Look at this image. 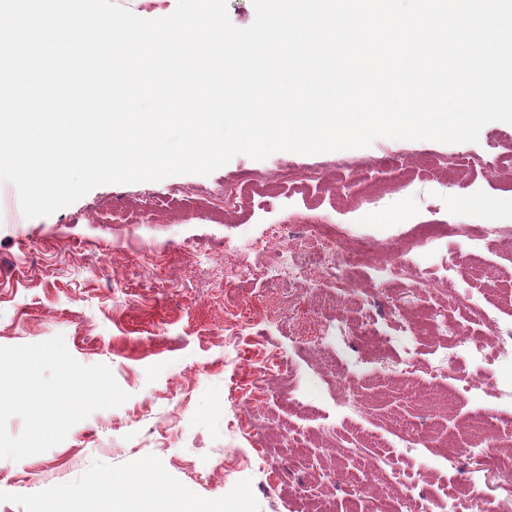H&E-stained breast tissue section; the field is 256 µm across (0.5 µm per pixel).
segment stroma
Here are the masks:
<instances>
[{
	"mask_svg": "<svg viewBox=\"0 0 512 512\" xmlns=\"http://www.w3.org/2000/svg\"><path fill=\"white\" fill-rule=\"evenodd\" d=\"M511 150L512 124L495 121L474 143L238 155L207 176L101 185L32 219L0 181V346L63 336L130 395L44 453L0 459V512H40L99 478H156L215 512H406L403 488L377 471L381 452L428 475L413 500L430 512H446L448 487L473 488L474 512H493L502 484L474 456L483 435L468 421L493 415L498 452L512 455V401L498 396L512 367L451 368L420 326L461 319L468 295L495 318L476 337L512 335V213L477 206L512 198L500 161ZM423 224L445 231L420 246ZM329 238L376 252L346 288L322 268L289 284L284 252ZM388 254L408 269L384 284ZM364 323L419 337L416 367L399 347L359 341Z\"/></svg>",
	"mask_w": 512,
	"mask_h": 512,
	"instance_id": "1",
	"label": "stroma"
}]
</instances>
